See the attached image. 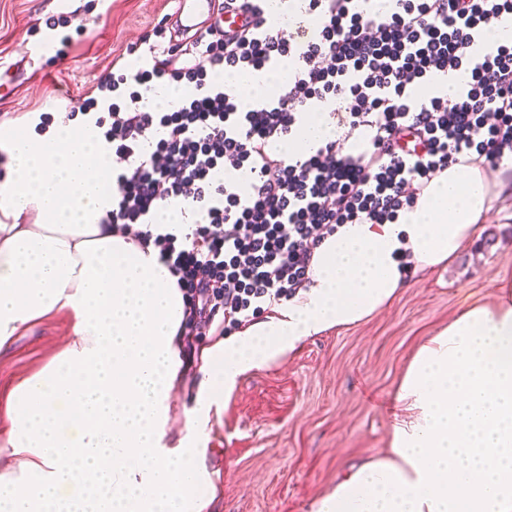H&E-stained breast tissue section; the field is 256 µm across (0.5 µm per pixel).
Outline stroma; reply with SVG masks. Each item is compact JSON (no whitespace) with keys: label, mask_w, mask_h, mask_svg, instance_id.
Wrapping results in <instances>:
<instances>
[{"label":"stroma","mask_w":512,"mask_h":512,"mask_svg":"<svg viewBox=\"0 0 512 512\" xmlns=\"http://www.w3.org/2000/svg\"><path fill=\"white\" fill-rule=\"evenodd\" d=\"M175 0H0V124L84 108L126 52L169 24ZM66 11L59 40L16 75L47 18ZM512 283V194L494 200L478 239L449 264L412 276L393 303L358 324L305 341L243 376L209 434L210 512H310L350 465L387 450L394 392L418 347ZM73 335L53 312L0 350V394L46 367Z\"/></svg>","instance_id":"35a3bbf8"}]
</instances>
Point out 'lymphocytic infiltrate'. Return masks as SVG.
I'll list each match as a JSON object with an SVG mask.
<instances>
[{"instance_id": "f902f5d3", "label": "lymphocytic infiltrate", "mask_w": 512, "mask_h": 512, "mask_svg": "<svg viewBox=\"0 0 512 512\" xmlns=\"http://www.w3.org/2000/svg\"><path fill=\"white\" fill-rule=\"evenodd\" d=\"M354 2L303 0L310 24L288 28L267 0H224L244 18L234 35L201 34L191 51L168 47L150 67L99 84L128 89L96 118L116 158L105 223L129 230L168 204L201 221L153 240L186 299L188 333L232 332L294 297L325 234L394 221L449 165L512 162V44L477 49L492 21L512 19V0H391L365 11ZM285 58L296 63L291 79L247 106L208 80ZM459 72L468 80L455 99L414 97ZM159 82L195 93L159 112L147 101ZM323 106L338 126L369 130L358 154L341 138L288 159L268 152Z\"/></svg>"}]
</instances>
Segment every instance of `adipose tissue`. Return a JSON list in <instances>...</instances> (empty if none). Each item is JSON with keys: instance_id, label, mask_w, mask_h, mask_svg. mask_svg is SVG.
I'll return each mask as SVG.
<instances>
[{"instance_id": "1", "label": "adipose tissue", "mask_w": 512, "mask_h": 512, "mask_svg": "<svg viewBox=\"0 0 512 512\" xmlns=\"http://www.w3.org/2000/svg\"><path fill=\"white\" fill-rule=\"evenodd\" d=\"M0 147V348L53 311L73 321L69 346L9 394L0 512H205L206 444L238 378L389 307L477 238L512 184L453 164L394 223L338 225L294 298L201 347L174 439L184 298L154 245L102 221L111 144L79 115L42 133L9 126ZM394 405L387 451L340 472L311 512H512V294L428 338Z\"/></svg>"}]
</instances>
